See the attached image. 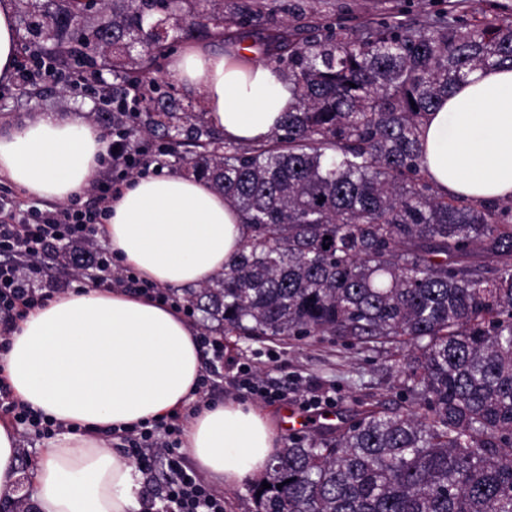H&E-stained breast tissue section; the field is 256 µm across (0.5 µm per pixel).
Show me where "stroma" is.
<instances>
[{"label": "stroma", "instance_id": "stroma-1", "mask_svg": "<svg viewBox=\"0 0 512 512\" xmlns=\"http://www.w3.org/2000/svg\"><path fill=\"white\" fill-rule=\"evenodd\" d=\"M403 8L420 15L430 10V0H303L301 13L288 17L294 28L326 16L353 27L371 15L387 16ZM102 100L73 85L67 73L20 87L0 82V123L31 120L43 112H56L99 126L111 135V125L102 123ZM391 352L387 349L347 347L330 337L294 340H254L243 336L224 339V380L211 390V401L240 400L257 403V396L238 387V368L245 367L266 383L288 393L287 403H269L265 410L280 421L285 405L301 406L311 385H322L334 400L336 418L353 414L364 404L383 402L394 407L405 404V395L395 374L390 373Z\"/></svg>", "mask_w": 512, "mask_h": 512}]
</instances>
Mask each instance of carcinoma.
Instances as JSON below:
<instances>
[{"label": "carcinoma", "mask_w": 512, "mask_h": 512, "mask_svg": "<svg viewBox=\"0 0 512 512\" xmlns=\"http://www.w3.org/2000/svg\"><path fill=\"white\" fill-rule=\"evenodd\" d=\"M158 0H15L23 50L82 83L112 72L105 95L135 96V145L160 134L241 213L232 266L182 299L224 335L336 336L397 344L403 410L370 404L350 422L291 434L252 489L257 512H512V201L472 202L427 179L419 139L439 99L478 69L512 67V14L470 28L448 9L400 10L325 28L305 41L265 28L263 51L294 103L274 143L218 138L203 112L134 76L165 57L151 28ZM278 0H168L171 31L232 42ZM355 87H350V84ZM493 267L462 263L472 248ZM282 488H277V485Z\"/></svg>", "instance_id": "cac0c4a2"}]
</instances>
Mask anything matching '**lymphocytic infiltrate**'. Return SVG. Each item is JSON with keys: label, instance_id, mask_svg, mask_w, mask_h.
Here are the masks:
<instances>
[{"label": "lymphocytic infiltrate", "instance_id": "obj_1", "mask_svg": "<svg viewBox=\"0 0 512 512\" xmlns=\"http://www.w3.org/2000/svg\"><path fill=\"white\" fill-rule=\"evenodd\" d=\"M113 184L99 178L90 186L92 206H72L51 211L38 204L20 207L6 194L0 195V349L23 314L57 295V288L38 287L33 270L51 254L83 247L87 272L96 276L97 285L153 294L156 300L180 307V300L165 290L141 280L121 266L99 246L101 217L107 211ZM0 408L11 413L19 430L49 438L61 431V423L13 399L9 385L0 378ZM128 450L129 456L143 463L161 462L170 479L163 512H224V497L184 463L181 431L170 417L152 419L132 428L108 431Z\"/></svg>", "mask_w": 512, "mask_h": 512}]
</instances>
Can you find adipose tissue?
<instances>
[{"label":"adipose tissue","instance_id":"1","mask_svg":"<svg viewBox=\"0 0 512 512\" xmlns=\"http://www.w3.org/2000/svg\"><path fill=\"white\" fill-rule=\"evenodd\" d=\"M18 30L0 0V80L16 65ZM168 76L199 88L204 118L227 141L259 146L292 103L270 64L247 53L191 45ZM427 174L440 192L512 199V68L477 70L455 86L421 130ZM107 143L90 123L49 112L0 127V176L28 195L67 202L82 195ZM101 234L124 266L179 290L222 274L240 252L239 211L210 183L177 174L129 180L109 203ZM203 371L198 333L180 311L120 289L60 294L18 320L0 352L13 397L66 425L31 473L37 512H142L140 473L97 431L130 427L191 407L184 447L197 469L225 488L262 473L276 445L264 411L230 400L195 404ZM17 433L0 420V497L18 478Z\"/></svg>","mask_w":512,"mask_h":512}]
</instances>
